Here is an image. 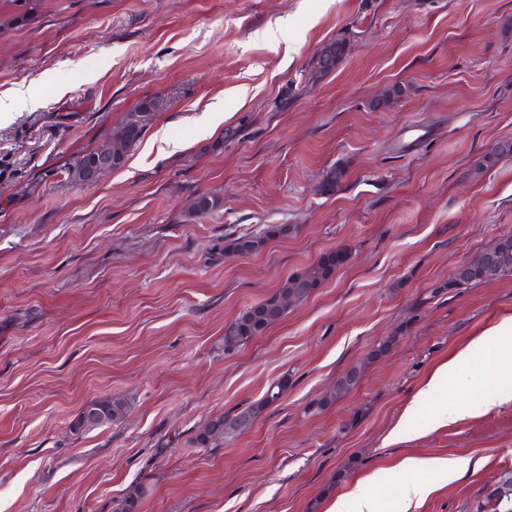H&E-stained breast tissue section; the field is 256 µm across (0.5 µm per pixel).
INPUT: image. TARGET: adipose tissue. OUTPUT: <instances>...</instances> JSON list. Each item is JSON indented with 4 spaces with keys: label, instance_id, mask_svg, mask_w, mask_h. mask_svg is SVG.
I'll use <instances>...</instances> for the list:
<instances>
[{
    "label": "adipose tissue",
    "instance_id": "ef3b65f1",
    "mask_svg": "<svg viewBox=\"0 0 512 512\" xmlns=\"http://www.w3.org/2000/svg\"><path fill=\"white\" fill-rule=\"evenodd\" d=\"M491 340L498 342L512 340L511 316L503 317L480 336L473 338L465 347L452 351L448 356L439 360L420 384L413 401H410L406 406L405 415H412L419 402L426 400L429 396L435 394L438 389L445 386L448 380L454 377L458 370L470 360L474 351L483 348ZM400 466L404 471L416 476L415 481L410 482L406 487L405 501L410 504L422 500L430 491L425 482L419 481V474L440 469L447 472L449 480L454 481L466 474L470 461L466 458L407 457L401 461Z\"/></svg>",
    "mask_w": 512,
    "mask_h": 512
}]
</instances>
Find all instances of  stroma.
Segmentation results:
<instances>
[{"label": "stroma", "instance_id": "1", "mask_svg": "<svg viewBox=\"0 0 512 512\" xmlns=\"http://www.w3.org/2000/svg\"><path fill=\"white\" fill-rule=\"evenodd\" d=\"M10 16L0 98L41 106L0 112V512H113L138 484V512H325L371 473L379 512H404L408 456L475 463L424 473L415 512H512V377L483 379L484 354L387 440L435 362L512 316V275L444 288L512 235V156L481 164L512 141V0H0ZM343 33L342 64L314 76ZM146 97L165 107L125 165L72 181ZM204 192L220 207L192 214ZM272 224L293 231L223 253ZM335 250L322 288L225 351L226 323ZM358 362L359 385L311 410ZM283 377L248 430L194 445ZM96 397L125 416L72 435ZM289 231L288 224H277L257 233H242L240 236L228 238L224 242V253H233L243 257L257 253L264 249L271 238L287 237Z\"/></svg>", "mask_w": 512, "mask_h": 512}]
</instances>
